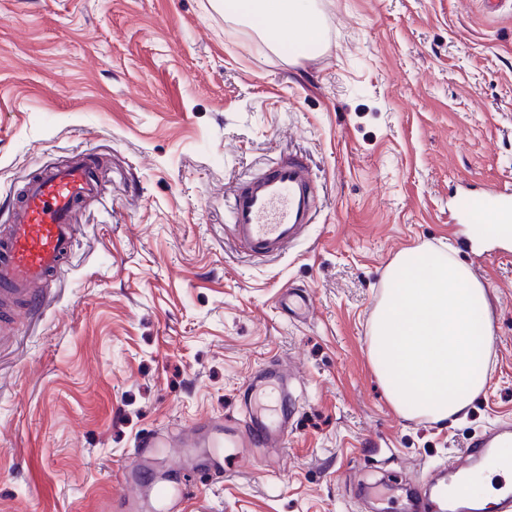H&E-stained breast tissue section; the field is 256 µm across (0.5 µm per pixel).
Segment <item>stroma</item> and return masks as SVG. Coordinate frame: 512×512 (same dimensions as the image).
<instances>
[{
	"label": "stroma",
	"instance_id": "35a3bbf8",
	"mask_svg": "<svg viewBox=\"0 0 512 512\" xmlns=\"http://www.w3.org/2000/svg\"><path fill=\"white\" fill-rule=\"evenodd\" d=\"M323 47L264 44L224 0H0V229L26 180L97 154L45 306L0 324V512H411L401 474L445 479L512 424V245L472 250L455 200L512 188V17L478 0H313ZM293 152L319 212L282 255L225 226L234 181ZM456 246L489 290V382L458 423L398 414L369 359L401 251ZM307 291L303 319L282 293ZM291 367L288 443L205 471L189 424L243 426ZM174 455L134 456L142 435ZM139 483L113 478L119 466Z\"/></svg>",
	"mask_w": 512,
	"mask_h": 512
}]
</instances>
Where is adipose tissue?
I'll use <instances>...</instances> for the list:
<instances>
[{"label": "adipose tissue", "instance_id": "adipose-tissue-1", "mask_svg": "<svg viewBox=\"0 0 512 512\" xmlns=\"http://www.w3.org/2000/svg\"><path fill=\"white\" fill-rule=\"evenodd\" d=\"M233 10L273 47L321 44L319 17L301 0H234ZM369 332V359L396 411L461 421L489 381L492 315L486 286L457 248L398 253Z\"/></svg>", "mask_w": 512, "mask_h": 512}]
</instances>
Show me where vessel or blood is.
Listing matches in <instances>:
<instances>
[{"label": "vessel or blood", "instance_id": "b4317fda", "mask_svg": "<svg viewBox=\"0 0 512 512\" xmlns=\"http://www.w3.org/2000/svg\"><path fill=\"white\" fill-rule=\"evenodd\" d=\"M96 156L78 154L63 165H51L30 179L10 217V229L0 238V317L12 319L34 306L41 287L58 279L75 237L73 220L79 207L99 198L104 190ZM319 205L315 174L300 157L278 160L239 183L227 207V227L233 238L258 258L277 257L299 242L313 224ZM512 222V191L487 189L478 204L456 209L461 224L482 221L485 214ZM250 441L281 446L288 440L287 412L248 413ZM500 458L512 460V427L467 445L456 473H467L477 463Z\"/></svg>", "mask_w": 512, "mask_h": 512}]
</instances>
